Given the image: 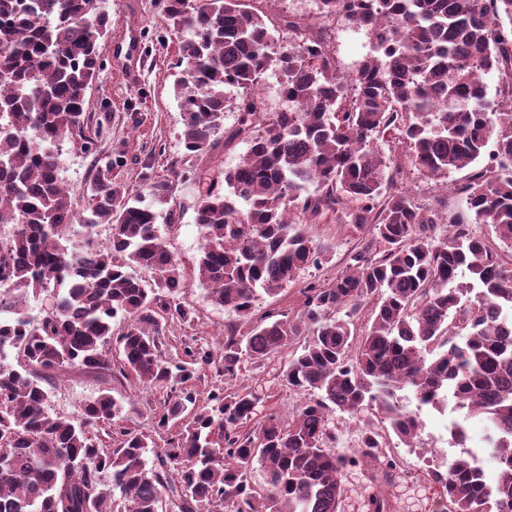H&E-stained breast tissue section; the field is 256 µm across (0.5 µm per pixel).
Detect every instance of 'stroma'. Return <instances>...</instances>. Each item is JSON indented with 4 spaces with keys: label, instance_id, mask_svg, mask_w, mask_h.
Returning a JSON list of instances; mask_svg holds the SVG:
<instances>
[{
    "label": "stroma",
    "instance_id": "35a3bbf8",
    "mask_svg": "<svg viewBox=\"0 0 512 512\" xmlns=\"http://www.w3.org/2000/svg\"><path fill=\"white\" fill-rule=\"evenodd\" d=\"M160 0H107L106 8L111 18L109 41L118 40L130 27H137L141 43L133 70L116 62H108L96 82L86 94L89 112L105 116L110 133L103 138V150H115L124 156L123 176L132 185L138 184L139 174L147 162L162 166L167 161L181 158L180 135L183 130L182 114L175 96L174 86L181 76L174 69L178 44L170 41L158 44L153 36L160 24ZM333 46L339 66L344 72L354 70L370 50L365 31L346 24H339L333 31ZM468 170L450 173L447 184L437 183L425 174L411 169L400 180L407 189L425 202L439 201L443 211L453 216L464 213L466 203L459 187L468 177ZM180 218L176 223H161L160 231L169 249L179 261L182 286L177 300L192 315L191 322L168 319L159 351L166 360L181 357L184 347H202L220 355L224 343V326L232 321V314L217 304L209 286L200 280L198 261L205 231L195 222L197 191L194 185L179 187ZM309 237L328 249V258L322 266L307 268L298 278L274 296L261 295L255 303L257 314L269 312L295 316L304 301V289L312 283L324 285L341 273L351 252L360 250L366 239L353 225L328 214L314 224L303 225ZM111 361L107 370H89L69 367L48 376L44 386L48 391L50 414L65 416L77 421L81 418L84 403L102 393L111 394L120 403H132L134 414L98 429L101 448L119 447L124 430L150 436L155 445L147 449L145 460L155 466L158 457L169 442L178 437L181 426L172 424L158 428V416L165 401L179 394V385L158 387L135 377H122L119 373L122 350L118 343L105 347ZM291 356L282 351L261 362L246 364L233 380H225L220 362L202 369L190 383L198 403H205L211 392L225 387L246 388L262 399L261 413L276 412L280 416L300 408L307 400L306 394L293 391L281 383V373ZM402 404L418 411L422 429L412 445H405L395 435L389 434V424L378 409L365 410L357 415L333 412L328 416V429L332 435L327 446L336 454L348 457L354 448L351 435L366 429L387 432L390 451L399 461L389 484L380 488L388 499L392 512H435L439 500L438 486L423 475L426 459L436 464H447L460 455V448L451 442L448 427L452 421H466L471 444H479L482 424L479 419H465L463 412L455 409L437 411L418 407L410 390L400 393ZM344 488L341 512H366L368 496L374 489L369 472L361 466H349L342 472Z\"/></svg>",
    "mask_w": 512,
    "mask_h": 512
}]
</instances>
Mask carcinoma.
I'll use <instances>...</instances> for the list:
<instances>
[{
    "instance_id": "1",
    "label": "carcinoma",
    "mask_w": 512,
    "mask_h": 512,
    "mask_svg": "<svg viewBox=\"0 0 512 512\" xmlns=\"http://www.w3.org/2000/svg\"><path fill=\"white\" fill-rule=\"evenodd\" d=\"M259 2L162 0L157 40L178 39L175 66L187 73L175 84L183 156H206L221 140L249 144L201 188L195 209L207 230L200 278L238 318L224 333V377L292 348L282 381L318 397L248 429L257 394L226 389L200 407L187 391L164 405L158 426L183 429L149 469L148 436L125 432L110 453L91 436L133 406L101 394L75 424L49 413L43 381L68 366L108 367L114 335L120 373L156 386L188 383L211 364L200 347L174 363L159 355L162 315L192 317L173 304L180 264L157 220L175 223L177 186L201 175L180 159L163 174L146 165L134 189L121 178L123 156L99 149L105 123L85 105L104 67L105 0H0V224L17 225L0 241V512H108L116 492L123 512H157L164 494L177 512H340L344 466L370 465L387 484L398 463L374 430L348 459L329 452L328 414L376 405L408 445L421 422L400 404L407 387L421 407L451 396L482 417L497 461L487 473L469 451L426 470L443 489L437 512H512V263L467 228L491 226L512 251V0H318L321 17L370 34V54L349 74L326 27L276 21ZM269 71L295 110L265 108ZM228 108L237 118L226 131ZM67 136L93 162L76 192L57 176ZM491 144L497 166L467 178L464 215L395 185L407 164L445 180ZM330 212L370 241L334 280L306 288L295 317L253 319L260 293L321 262L291 214L315 222ZM100 224L112 227L106 243ZM140 268L155 271L152 284ZM47 291L56 308L31 316L30 301ZM257 468L262 489L251 481Z\"/></svg>"
}]
</instances>
